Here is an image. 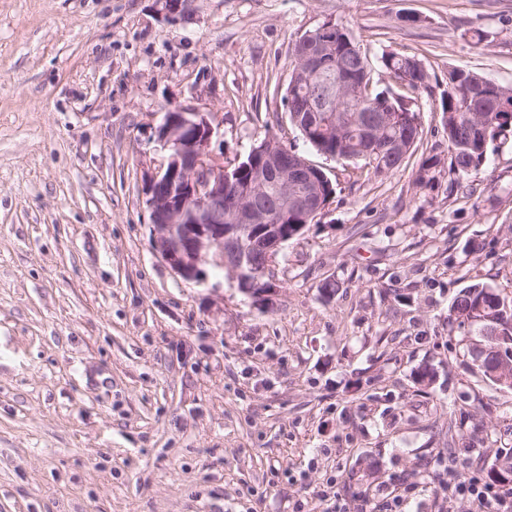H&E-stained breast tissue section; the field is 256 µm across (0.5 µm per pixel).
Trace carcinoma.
I'll return each instance as SVG.
<instances>
[{
    "label": "carcinoma",
    "instance_id": "carcinoma-1",
    "mask_svg": "<svg viewBox=\"0 0 512 512\" xmlns=\"http://www.w3.org/2000/svg\"><path fill=\"white\" fill-rule=\"evenodd\" d=\"M336 55L346 59L351 70V99L364 108H373L393 115L392 123L384 130L387 139H398L409 147L407 156L417 151L421 141V127L412 98L390 90H377L374 85L372 67L354 35L338 26L335 31ZM381 68L409 91L427 86L429 74L422 61L414 56L384 53L380 57ZM295 96L301 102L299 111L313 102L316 107L315 119L303 139L316 152L336 154V160L351 162L355 169L366 171L375 177L397 172L402 163L397 156H387L374 151L348 154L340 142L330 134L327 118L336 111L338 92L330 91L327 79L317 78L310 84L297 88ZM441 109L443 112V138L448 143V154H443L440 145L435 144L422 152L414 184L432 188L435 173L448 168L451 176L450 187H463V180L480 170L485 162L488 149H512V85H501L485 79L480 74L452 67L448 69L447 91L444 93ZM487 301L484 290L474 285L464 288L451 306L459 318L466 317L467 311L479 302ZM490 345L500 348L504 355L512 352V312L495 316ZM500 453H495L490 463L485 482L488 487L512 491V473L502 478L497 468Z\"/></svg>",
    "mask_w": 512,
    "mask_h": 512
}]
</instances>
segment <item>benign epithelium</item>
<instances>
[{"instance_id": "1", "label": "benign epithelium", "mask_w": 512, "mask_h": 512, "mask_svg": "<svg viewBox=\"0 0 512 512\" xmlns=\"http://www.w3.org/2000/svg\"><path fill=\"white\" fill-rule=\"evenodd\" d=\"M291 87L310 82L323 71L341 76L343 61L332 44L319 41L303 53H292ZM384 119L362 117L365 144L373 148ZM216 133L211 114L180 109L163 113L154 136L164 155L146 185L156 251L180 279L200 283L202 265L222 267L237 288L265 307L273 306L277 285L270 274L283 245L306 225L288 229V210L300 209L319 218L328 205L327 177L306 158L269 139L252 147L241 168L224 165V154L210 149ZM249 173L245 187L242 172ZM276 189L270 203L257 199ZM229 223H224V220ZM489 319L479 305L466 322L487 336ZM499 386L512 388V361L500 356L489 373Z\"/></svg>"}]
</instances>
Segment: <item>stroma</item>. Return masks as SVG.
<instances>
[{
	"label": "stroma",
	"mask_w": 512,
	"mask_h": 512,
	"mask_svg": "<svg viewBox=\"0 0 512 512\" xmlns=\"http://www.w3.org/2000/svg\"><path fill=\"white\" fill-rule=\"evenodd\" d=\"M190 11L0 0V512H324L323 492L345 512H478L448 484L512 447V390L479 373L448 310L475 282L512 292V151L465 198L444 172L416 188L412 160L353 182L305 148L335 193L277 256L270 308L223 272L181 281L144 187L173 107L212 113L228 165L268 134L302 146L291 49L328 20L370 60H422L421 146L442 142L449 68L512 85V0Z\"/></svg>",
	"instance_id": "stroma-1"
}]
</instances>
